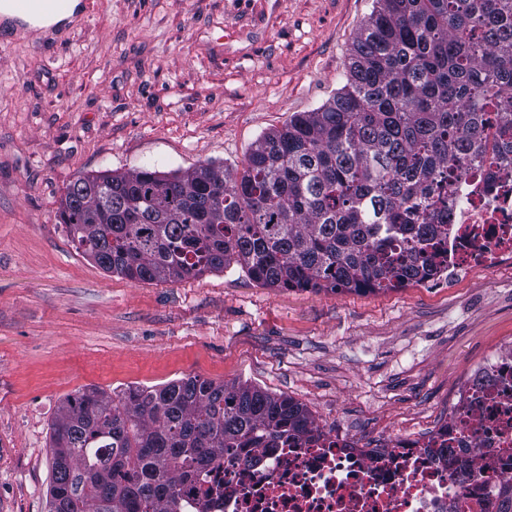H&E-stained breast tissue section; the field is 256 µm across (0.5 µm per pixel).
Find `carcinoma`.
I'll list each match as a JSON object with an SVG mask.
<instances>
[{
	"mask_svg": "<svg viewBox=\"0 0 512 512\" xmlns=\"http://www.w3.org/2000/svg\"><path fill=\"white\" fill-rule=\"evenodd\" d=\"M512 0H375L322 106L210 163L77 179L57 218L102 270L177 282L233 264L268 286L379 292L448 263V173L512 175ZM313 424L293 399L198 376L67 396L51 427V512H180V488L249 440Z\"/></svg>",
	"mask_w": 512,
	"mask_h": 512,
	"instance_id": "obj_1",
	"label": "carcinoma"
}]
</instances>
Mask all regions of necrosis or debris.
Listing matches in <instances>:
<instances>
[{
    "mask_svg": "<svg viewBox=\"0 0 512 512\" xmlns=\"http://www.w3.org/2000/svg\"><path fill=\"white\" fill-rule=\"evenodd\" d=\"M449 277L512 257V177L473 170L452 184ZM512 495V349L474 370L448 421L369 448L323 427L246 448L182 487L183 512H502Z\"/></svg>",
    "mask_w": 512,
    "mask_h": 512,
    "instance_id": "obj_1",
    "label": "necrosis or debris"
}]
</instances>
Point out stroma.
Listing matches in <instances>:
<instances>
[{"label":"stroma","mask_w":512,"mask_h":512,"mask_svg":"<svg viewBox=\"0 0 512 512\" xmlns=\"http://www.w3.org/2000/svg\"><path fill=\"white\" fill-rule=\"evenodd\" d=\"M61 33L0 34V512H50L69 394L198 376L382 443L448 419L512 346V261L379 293L269 287L238 265L173 283L103 271L57 213L103 172L241 169L346 82L374 0H80Z\"/></svg>","instance_id":"35a3bbf8"}]
</instances>
